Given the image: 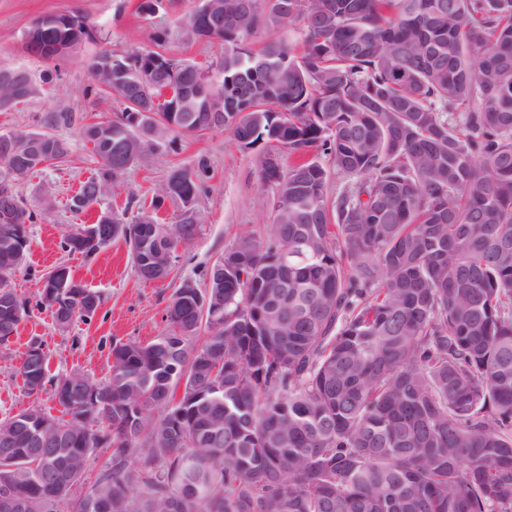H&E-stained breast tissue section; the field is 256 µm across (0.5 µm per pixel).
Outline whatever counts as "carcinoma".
<instances>
[{
	"label": "carcinoma",
	"mask_w": 512,
	"mask_h": 512,
	"mask_svg": "<svg viewBox=\"0 0 512 512\" xmlns=\"http://www.w3.org/2000/svg\"><path fill=\"white\" fill-rule=\"evenodd\" d=\"M67 19L89 24L48 15L45 37ZM186 24L224 49V111H206L209 69L104 49L112 72L86 93L120 114L44 112L18 129L26 153L0 133V195L15 201L0 218V342L28 315L10 283L34 219L18 185L69 157L62 129L100 163L78 213L136 164L138 130L154 152L217 130L263 146L269 234L239 236L200 293L176 289L167 333L114 342L107 377H64V416L0 420V491L21 512H512V0H198ZM283 150L297 160L268 164ZM322 155L353 178L331 201ZM211 178L204 157L175 167L133 219L83 224L65 248L122 240L138 276L163 281L172 266L150 259L196 235ZM169 204L179 219L162 224ZM56 270L67 283L40 307L63 329L100 296ZM42 348L22 364L30 395Z\"/></svg>",
	"instance_id": "1"
}]
</instances>
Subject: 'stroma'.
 I'll return each instance as SVG.
<instances>
[{"label": "stroma", "instance_id": "stroma-1", "mask_svg": "<svg viewBox=\"0 0 512 512\" xmlns=\"http://www.w3.org/2000/svg\"><path fill=\"white\" fill-rule=\"evenodd\" d=\"M137 0H0V68L27 70L43 91L28 104L0 112V132L34 125L35 118L53 109H67L86 115L88 120L112 116L121 111L112 103L104 113L91 112L84 95L91 83L89 63L101 49L130 55L155 49L158 37H165V51L180 60L199 64L219 61L221 51L206 41L188 42L182 28L194 0H162L155 14H137ZM81 14L94 25L90 39L68 56L45 61L31 55L24 35L31 24L51 14ZM207 158L212 171L210 188L197 203L199 231L180 248V258L170 277L148 283L132 267L124 242L115 241L91 257L69 253L63 246L65 233L87 224L109 210L122 214L127 199L142 195L162 184L172 167L194 165ZM99 167L90 146L77 144L68 162L48 167L23 181L19 192L29 209L39 212L37 223L28 225L30 250L25 263L13 274L12 286L18 296L33 306L17 336L8 347L0 346V419L39 404L53 416L62 408L51 391L29 397L19 368L31 339H39L49 359V373L64 377L83 372L104 378L110 367L114 342H148L168 330L166 308L170 296L183 281L201 282L203 272L223 255L241 234L264 235L271 222L272 195L259 180V152L246 150L227 132L178 137L172 148L147 156L116 184L111 196L92 205L87 213H72L67 199ZM53 186L56 202L45 209L42 186ZM68 266L76 279L101 297L96 315L87 322H75L59 330L48 311L36 310L45 277L58 265Z\"/></svg>", "mask_w": 512, "mask_h": 512}]
</instances>
